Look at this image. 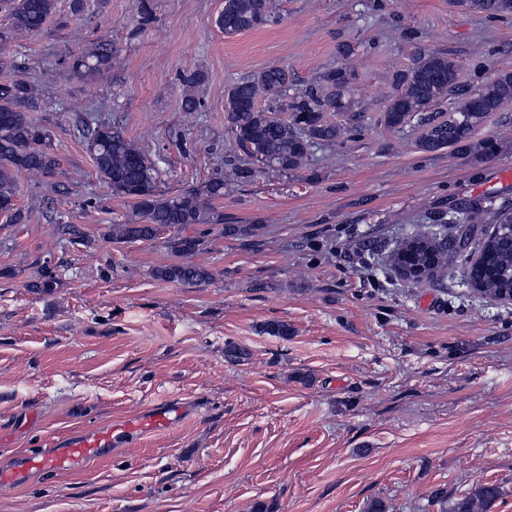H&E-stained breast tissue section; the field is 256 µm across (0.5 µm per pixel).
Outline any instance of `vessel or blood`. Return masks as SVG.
<instances>
[{"mask_svg": "<svg viewBox=\"0 0 512 512\" xmlns=\"http://www.w3.org/2000/svg\"><path fill=\"white\" fill-rule=\"evenodd\" d=\"M111 443L112 433L108 430L67 438L60 442L58 448L24 456L13 467L0 469V483H17L33 469L54 472L76 467L100 456L103 448L109 447Z\"/></svg>", "mask_w": 512, "mask_h": 512, "instance_id": "1", "label": "vessel or blood"}]
</instances>
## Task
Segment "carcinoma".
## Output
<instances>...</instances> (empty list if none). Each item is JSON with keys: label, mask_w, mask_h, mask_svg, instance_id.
Segmentation results:
<instances>
[{"label": "carcinoma", "mask_w": 512, "mask_h": 512, "mask_svg": "<svg viewBox=\"0 0 512 512\" xmlns=\"http://www.w3.org/2000/svg\"><path fill=\"white\" fill-rule=\"evenodd\" d=\"M466 11L491 15H512V0H452ZM56 0H0L7 24L0 26V73L14 70L10 50L19 37L38 34L56 12ZM153 21L150 0H137L138 29ZM277 21L272 0H224L216 24L226 36L262 28ZM404 43L410 48L411 65L395 74L393 91L382 112L390 129L400 130L417 120L421 134L417 148L423 152L452 149L490 157L494 145L475 140L476 130L490 118L512 107V69L494 72L475 93L458 83L456 60L441 51L424 50L418 34L407 30ZM71 72L85 81H94L120 68L121 61L112 43L98 41L69 58ZM353 80L348 65L320 74L305 88L294 90L288 70L265 67L229 85L225 92L224 122L246 161L231 164L223 175L200 186H190L177 194H166L159 186L157 162L123 131L94 119H83L86 148L99 178L112 195L133 201L132 214L113 225L117 242L154 240L160 229L179 230L192 224H224V213L215 202L224 198V189L261 173L267 176L293 175L308 168L318 145L334 144L358 135L364 115L352 112L345 101ZM456 99L448 118L437 108ZM41 94L24 78L0 81V213L18 224L23 220L18 208V177L21 174L45 178L60 166L49 132L31 117L40 109ZM471 225L493 221L481 239L479 258L469 262V285L482 297L512 300V208L483 203H464L451 209ZM204 245L203 236L172 237L169 249L183 261L157 268L154 275L165 281L197 285L212 279L209 270L187 260ZM469 250L455 249L447 237L439 241L415 234L393 251L391 266L405 277H431L448 256L468 257ZM500 487L478 483L467 494L446 502L444 512H488L499 499Z\"/></svg>", "instance_id": "carcinoma-1"}]
</instances>
